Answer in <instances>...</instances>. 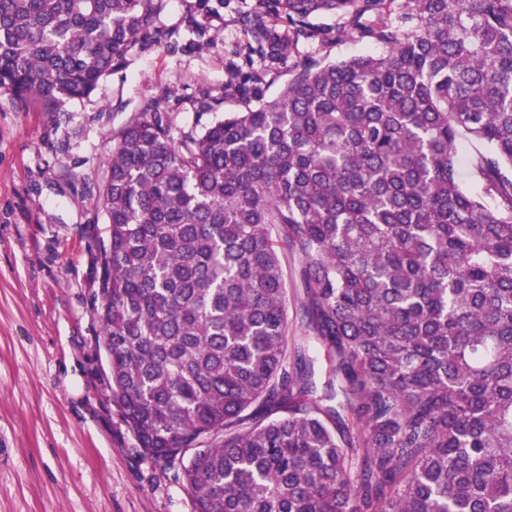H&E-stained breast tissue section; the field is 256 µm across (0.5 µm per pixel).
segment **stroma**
<instances>
[{"label":"stroma","mask_w":512,"mask_h":512,"mask_svg":"<svg viewBox=\"0 0 512 512\" xmlns=\"http://www.w3.org/2000/svg\"><path fill=\"white\" fill-rule=\"evenodd\" d=\"M257 0H165L87 97L61 111L0 93V512H194L172 471L138 448L108 399L97 346L106 219L97 187L112 133L164 100L175 131L200 129L251 92L242 20ZM314 23L294 57L347 59L372 44ZM210 102L203 111L201 102Z\"/></svg>","instance_id":"stroma-1"}]
</instances>
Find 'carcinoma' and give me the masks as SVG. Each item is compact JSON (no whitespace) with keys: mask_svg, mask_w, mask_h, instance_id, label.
Segmentation results:
<instances>
[{"mask_svg":"<svg viewBox=\"0 0 512 512\" xmlns=\"http://www.w3.org/2000/svg\"><path fill=\"white\" fill-rule=\"evenodd\" d=\"M163 4L0 0V92L88 96ZM320 14L383 51L112 133V405L194 512H512V0H258L254 94L292 48L264 16L322 40Z\"/></svg>","mask_w":512,"mask_h":512,"instance_id":"1","label":"carcinoma"}]
</instances>
